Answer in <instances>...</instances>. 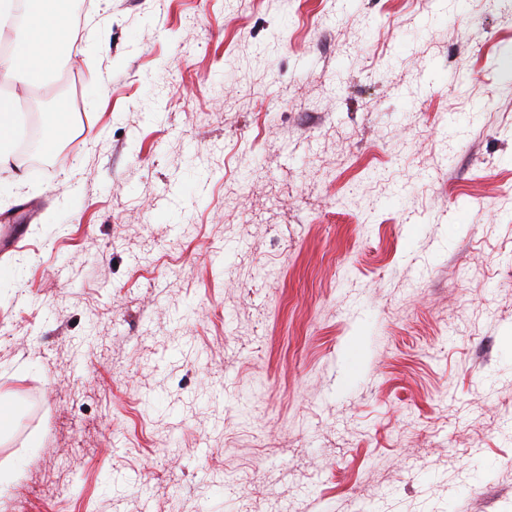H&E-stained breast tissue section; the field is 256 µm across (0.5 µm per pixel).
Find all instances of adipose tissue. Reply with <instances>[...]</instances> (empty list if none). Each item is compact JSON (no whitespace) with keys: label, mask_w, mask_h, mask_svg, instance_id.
<instances>
[{"label":"adipose tissue","mask_w":512,"mask_h":512,"mask_svg":"<svg viewBox=\"0 0 512 512\" xmlns=\"http://www.w3.org/2000/svg\"><path fill=\"white\" fill-rule=\"evenodd\" d=\"M70 0H0V31L11 30V48L0 53V81L11 93L0 94V104L10 108L7 122H0V170L14 162L10 146L17 130L21 100L15 86L37 87L47 83L67 58L66 39L71 31Z\"/></svg>","instance_id":"obj_1"}]
</instances>
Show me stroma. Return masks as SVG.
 I'll return each instance as SVG.
<instances>
[{
	"label": "stroma",
	"mask_w": 512,
	"mask_h": 512,
	"mask_svg": "<svg viewBox=\"0 0 512 512\" xmlns=\"http://www.w3.org/2000/svg\"><path fill=\"white\" fill-rule=\"evenodd\" d=\"M81 2L0 512H512V0Z\"/></svg>",
	"instance_id": "obj_1"
}]
</instances>
